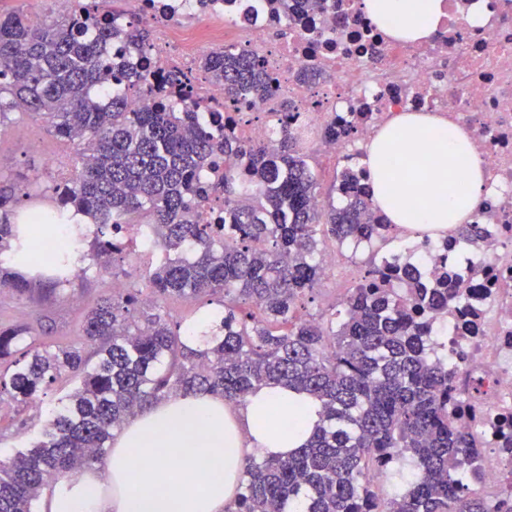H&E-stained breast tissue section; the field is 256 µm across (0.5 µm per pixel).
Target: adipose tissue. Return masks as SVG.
Here are the masks:
<instances>
[{
  "mask_svg": "<svg viewBox=\"0 0 512 512\" xmlns=\"http://www.w3.org/2000/svg\"><path fill=\"white\" fill-rule=\"evenodd\" d=\"M391 37H430L446 0H359ZM374 204L390 223L444 236L487 194L471 138L427 113L398 116L363 160ZM464 191H457V184ZM320 418L303 393L268 385L243 404L214 394L153 403L118 432L112 448L78 477L45 490L40 512H233L251 457H287Z\"/></svg>",
  "mask_w": 512,
  "mask_h": 512,
  "instance_id": "obj_1",
  "label": "adipose tissue"
}]
</instances>
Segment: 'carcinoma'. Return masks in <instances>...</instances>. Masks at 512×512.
Listing matches in <instances>:
<instances>
[{"mask_svg": "<svg viewBox=\"0 0 512 512\" xmlns=\"http://www.w3.org/2000/svg\"><path fill=\"white\" fill-rule=\"evenodd\" d=\"M92 20L34 26L0 16V120L40 116L58 137L94 150L53 187L54 217L14 223L11 204L33 184L0 188V290L27 295L43 281L16 264L29 262L44 225H68L51 258L57 290L76 272L79 221L95 226V256L108 261L125 249L122 225L146 213L152 300L111 291L88 310L80 347L52 349L25 325L0 327L1 394L27 403L66 373L79 379L32 448L0 460V512H35L45 488L97 462L114 433L159 400L211 393L239 403L266 385L307 393L321 420L287 458L249 461L236 512H492L468 487L464 464L478 455L476 441L448 416V365L433 352L427 316L448 307V280L430 289L382 258L346 289L341 322L301 315L303 297L326 276L317 260L326 240H386L390 225L370 222L371 195L354 191V171L339 174L343 204L321 206L310 156L285 132L240 143L195 124L190 101L176 111L154 93L132 111L118 93L104 98L102 47L118 39L138 49L149 38L138 26L100 25L85 40ZM202 65L230 99L276 92L244 53L212 50ZM221 156L224 180L205 181ZM218 191L224 222L198 223L191 201ZM171 296L215 305L200 345L188 346L182 322L162 309ZM408 460L407 489L381 497L370 475Z\"/></svg>", "mask_w": 512, "mask_h": 512, "instance_id": "1", "label": "carcinoma"}]
</instances>
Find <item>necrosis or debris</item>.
I'll return each mask as SVG.
<instances>
[{
  "label": "necrosis or debris",
  "mask_w": 512,
  "mask_h": 512,
  "mask_svg": "<svg viewBox=\"0 0 512 512\" xmlns=\"http://www.w3.org/2000/svg\"><path fill=\"white\" fill-rule=\"evenodd\" d=\"M478 0H449L438 32L419 43L391 38L357 0H297L292 17L269 0H137L115 27L149 25L139 50L113 46L106 59L137 73L144 88L164 90L170 106L198 104L199 120L218 136L266 142L287 131L318 159L349 165L402 112H431L468 132L487 176L489 195L471 221L473 239L421 240L411 259L424 278L448 272L455 296L432 326L436 352L453 378L448 413L480 444L471 488L495 512H512V0H491L487 22L466 24ZM248 53L278 92L262 102L230 101L201 68L203 52ZM316 73L315 81L299 76ZM351 127L332 139L327 126Z\"/></svg>",
  "instance_id": "1"
}]
</instances>
